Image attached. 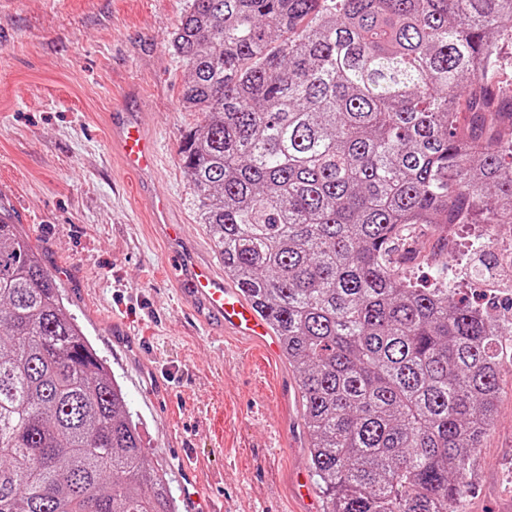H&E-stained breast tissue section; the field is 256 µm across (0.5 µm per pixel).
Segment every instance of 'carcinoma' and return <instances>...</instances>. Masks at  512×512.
Wrapping results in <instances>:
<instances>
[{
  "label": "carcinoma",
  "instance_id": "carcinoma-1",
  "mask_svg": "<svg viewBox=\"0 0 512 512\" xmlns=\"http://www.w3.org/2000/svg\"><path fill=\"white\" fill-rule=\"evenodd\" d=\"M512 0H191L182 168L301 383L325 512H456L502 331L389 260L409 224H512ZM471 114L459 120L461 108ZM0 512H177L122 389L0 219ZM504 39L499 42L500 62L489 72L484 74V79L489 82V86L495 90L503 88L511 90L512 88V39L510 33V24L507 20L503 23Z\"/></svg>",
  "mask_w": 512,
  "mask_h": 512
}]
</instances>
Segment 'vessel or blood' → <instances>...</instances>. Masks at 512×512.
I'll return each mask as SVG.
<instances>
[{
	"label": "vessel or blood",
	"instance_id": "obj_1",
	"mask_svg": "<svg viewBox=\"0 0 512 512\" xmlns=\"http://www.w3.org/2000/svg\"><path fill=\"white\" fill-rule=\"evenodd\" d=\"M109 147L119 154L128 172L140 177L143 192L150 195L153 222L181 272V298L198 323L204 327L219 325L223 332L260 345L271 356H280V344L269 321L211 264L195 257L185 244L181 225L170 217L167 198L155 193L152 175L157 164L156 148L145 131L135 100L124 98L113 104L109 114ZM182 472L180 500L184 512H222L220 507L210 504L208 490L200 482L198 465L183 464Z\"/></svg>",
	"mask_w": 512,
	"mask_h": 512
}]
</instances>
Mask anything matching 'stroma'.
<instances>
[{"label":"stroma","instance_id":"obj_1","mask_svg":"<svg viewBox=\"0 0 512 512\" xmlns=\"http://www.w3.org/2000/svg\"><path fill=\"white\" fill-rule=\"evenodd\" d=\"M189 0H11L0 11V189L62 289L66 312L119 382L149 467L178 481L177 449L203 458L235 512H296L290 469L311 486V434L300 379L258 347L236 364L231 342L208 338L177 300L179 283L151 232V202L122 172L106 138V114L129 86L154 133L188 246L217 260L197 193L181 166L183 137L200 117L182 90L188 69L171 34ZM490 261L492 280L512 266V227L419 224L391 253L420 288L441 283L480 305L512 288L470 275ZM496 322L512 323V310ZM494 425L463 473V512H512V332Z\"/></svg>","mask_w":512,"mask_h":512}]
</instances>
